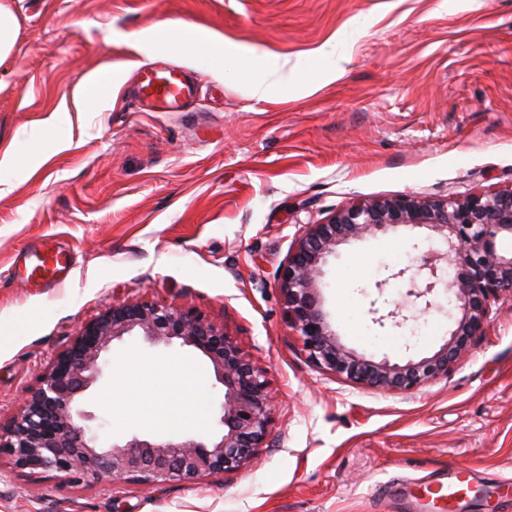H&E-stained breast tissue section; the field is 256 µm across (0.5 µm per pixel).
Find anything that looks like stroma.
<instances>
[{
    "mask_svg": "<svg viewBox=\"0 0 512 512\" xmlns=\"http://www.w3.org/2000/svg\"><path fill=\"white\" fill-rule=\"evenodd\" d=\"M18 30L0 58V425L80 327L112 301L189 305L239 336L274 395L267 446L245 470L118 486L0 466V512H512V299L447 376L410 392L354 385L314 366L288 325L279 272L301 224L353 201L414 193L457 197L512 186V0H0ZM165 21L217 33L244 61L308 58L336 42L334 82L253 98L238 80L191 63L180 45L142 49ZM167 62L200 91L181 112L130 94L140 67ZM122 70L116 102L83 112L74 93L102 67ZM66 108L63 121L56 109ZM424 228L398 227L340 245L322 296L340 341L396 363L432 356L448 318L409 302L392 273L427 249ZM58 250L71 269L35 284V256ZM370 253L352 286L349 255ZM408 304L406 328L368 314ZM376 302V301H375ZM182 360L205 377L190 411L210 427L223 387L201 352L142 337L114 341L82 410L108 440L143 429L120 405L128 351ZM472 474L455 504L439 477ZM510 484H500V477Z\"/></svg>",
    "mask_w": 512,
    "mask_h": 512,
    "instance_id": "stroma-1",
    "label": "stroma"
}]
</instances>
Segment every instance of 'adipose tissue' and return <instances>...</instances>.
Returning a JSON list of instances; mask_svg holds the SVG:
<instances>
[{"instance_id": "ef3b65f1", "label": "adipose tissue", "mask_w": 512, "mask_h": 512, "mask_svg": "<svg viewBox=\"0 0 512 512\" xmlns=\"http://www.w3.org/2000/svg\"><path fill=\"white\" fill-rule=\"evenodd\" d=\"M144 41L150 47L168 42L185 46L190 55L207 64L211 72L228 79H249L252 97L260 100L267 99L275 85L285 88L291 80L308 78L329 83L340 74L339 66L331 62L336 53L331 41L315 52L316 58L327 60L326 68L315 71L302 62L291 65L287 60L272 57L263 59L249 72L239 62L237 50L220 35L198 37L186 29L166 25L147 33ZM120 372L121 382L127 390L125 409L129 416L146 424H197V417L189 413L184 404L204 388L205 380L199 369L181 361L164 365L149 362L131 351L121 361ZM162 394L173 402L172 407L163 412L157 407V399Z\"/></svg>"}]
</instances>
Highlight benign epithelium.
I'll list each match as a JSON object with an SVG mask.
<instances>
[{"instance_id":"benign-epithelium-1","label":"benign epithelium","mask_w":512,"mask_h":512,"mask_svg":"<svg viewBox=\"0 0 512 512\" xmlns=\"http://www.w3.org/2000/svg\"><path fill=\"white\" fill-rule=\"evenodd\" d=\"M400 226L425 228L443 248L428 247L410 276L407 296L425 299L443 288L455 297L458 316L450 339L432 356L405 364L368 359L339 340L323 307L324 266L336 248L351 240ZM512 235V186L468 193L459 198H429L412 193L347 204L321 222L301 225L295 245L281 267L278 287L288 323L303 351L318 368L353 384L405 392L448 375L468 354L473 337L485 334L492 307L512 298V255L497 252L496 238ZM422 277L425 286L417 287ZM383 327L402 310L379 314ZM140 336L152 346L177 341L206 356L224 388L216 433H190L178 441H157L137 434L105 443L83 422L91 415L78 407L83 394L102 377V353L115 340ZM273 396L265 372L245 353L239 338L191 306L149 300L116 301L90 319L27 394L21 411L0 427V455L21 471H54L111 484L132 479L144 484L180 482L235 474L247 468L271 432Z\"/></svg>"}]
</instances>
